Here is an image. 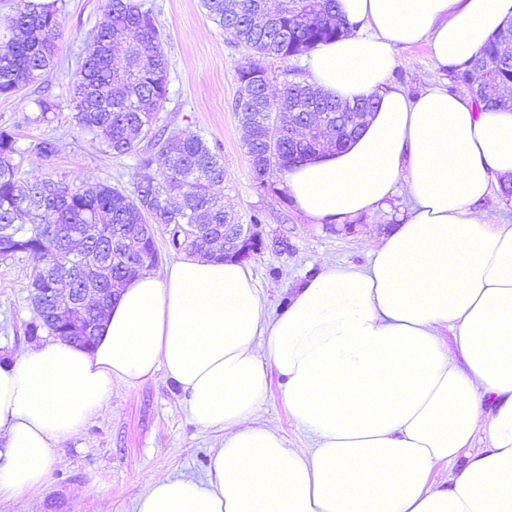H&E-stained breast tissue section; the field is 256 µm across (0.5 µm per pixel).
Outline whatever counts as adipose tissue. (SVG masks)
Returning a JSON list of instances; mask_svg holds the SVG:
<instances>
[{"mask_svg":"<svg viewBox=\"0 0 512 512\" xmlns=\"http://www.w3.org/2000/svg\"><path fill=\"white\" fill-rule=\"evenodd\" d=\"M337 4L352 31L310 52L308 80L377 105L282 187L317 224L399 193L406 215L367 265L327 266L278 315L245 264L186 253L119 286L92 348L56 339L0 362V501L48 486L56 448L161 371L224 441L204 477L148 481L137 512H512V224L487 204L512 175V109L389 82L402 45L463 66L512 0ZM273 371L311 447L259 424Z\"/></svg>","mask_w":512,"mask_h":512,"instance_id":"obj_1","label":"adipose tissue"}]
</instances>
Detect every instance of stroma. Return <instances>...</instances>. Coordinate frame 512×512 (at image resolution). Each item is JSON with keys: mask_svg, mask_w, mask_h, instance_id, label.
Returning a JSON list of instances; mask_svg holds the SVG:
<instances>
[{"mask_svg": "<svg viewBox=\"0 0 512 512\" xmlns=\"http://www.w3.org/2000/svg\"><path fill=\"white\" fill-rule=\"evenodd\" d=\"M166 35L170 96L164 115L181 135H198L224 161V182L218 188L225 207L241 224L260 221L265 245L249 259L270 314L285 308L291 288L314 277L324 265L362 266L401 215L406 195L389 208L334 224H314L280 185L260 188L234 112L240 84L236 71L247 52L207 18L201 0H145ZM104 0H65L59 15V66L45 82L18 95L0 98V130L18 138L26 153L20 158L24 174H45L73 186L107 182L133 189L149 171L137 155L115 156L91 143L78 129L69 102V82L96 29L103 23ZM390 84L417 94L443 75L424 44L398 48ZM50 95L62 108L53 123L35 124L34 101ZM50 138L56 153L42 158L30 145ZM288 241L287 250L275 247ZM35 260L28 255L7 261L0 274V359L30 347L25 324L36 314L29 300V275ZM275 430L287 447L305 448L308 434L289 415L282 380L272 376L259 418ZM224 434L195 425L184 396L164 372L115 398L92 418L82 432L58 451L63 463L49 486L35 494L0 502V512H136L146 481L175 475L199 477L221 447Z\"/></svg>", "mask_w": 512, "mask_h": 512, "instance_id": "1", "label": "stroma"}]
</instances>
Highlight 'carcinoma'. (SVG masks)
I'll list each match as a JSON object with an SVG mask.
<instances>
[{"instance_id": "cac0c4a2", "label": "carcinoma", "mask_w": 512, "mask_h": 512, "mask_svg": "<svg viewBox=\"0 0 512 512\" xmlns=\"http://www.w3.org/2000/svg\"><path fill=\"white\" fill-rule=\"evenodd\" d=\"M207 16L224 29L257 62H244L237 78L244 93L235 102L239 119L256 125L254 138L244 142L259 186L266 187L291 162L313 150L305 138L272 152L267 144L268 121L288 122V113L364 111L374 109L371 98L339 101L302 81L284 82L269 91L267 72L260 59L288 60L307 54L317 45L342 37L348 28L336 0H282L272 19L258 23L267 12L265 0H201ZM107 24L85 49L70 103L78 128L112 155L138 152L143 140L148 150L140 163L155 166L154 175L127 192L106 183L73 187L61 179L39 174L23 177L14 163L28 151L48 157L55 153L51 139L31 149L18 145L12 133L0 130V263L21 254L37 260L29 279L31 288H105L161 264L154 242L142 241L134 224H163L171 246L178 252L209 251L224 258V225L235 218L224 209L215 187L224 183L221 156L199 135L181 136L160 116L169 99V66L163 51V33L151 10L135 0H105ZM16 35L0 42V97L10 98L47 78L55 69L60 37L59 10L43 0H24L13 18ZM512 34L505 25L491 36L465 68L448 74L454 84L478 83L471 92L477 105L512 107L499 94L512 87V65L501 66L499 45ZM31 121L52 122L60 110L52 97L34 101ZM44 301L34 305L37 321L26 325L25 335L41 333L66 337L82 347L94 344L99 322L90 308L83 325L68 330L55 322Z\"/></svg>"}]
</instances>
